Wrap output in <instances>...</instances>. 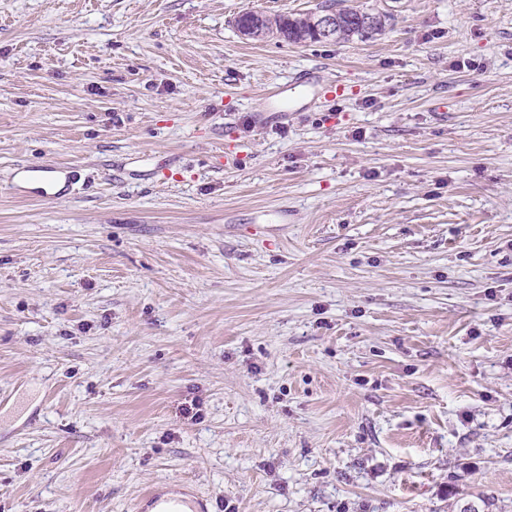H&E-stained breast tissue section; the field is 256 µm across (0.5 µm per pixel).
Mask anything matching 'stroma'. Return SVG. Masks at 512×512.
I'll list each match as a JSON object with an SVG mask.
<instances>
[{"label": "stroma", "instance_id": "stroma-1", "mask_svg": "<svg viewBox=\"0 0 512 512\" xmlns=\"http://www.w3.org/2000/svg\"><path fill=\"white\" fill-rule=\"evenodd\" d=\"M324 3L0 0V512H512V0ZM347 8L342 9L338 27L336 14L323 13L315 16L313 23L317 36L323 40L316 36L309 23L314 13L290 18L288 15L269 16L262 12L248 10L239 15L236 25L239 30L245 29V34L250 35V39H265L275 34L279 39L291 43L329 41L334 35L333 41L336 43L367 41L382 34L390 25L391 16L386 13H369ZM367 19L370 23H367ZM245 34L242 35L246 36ZM296 83L302 87L296 96L290 97L288 94L293 86H288V83H278L265 94L263 105L257 111V123L262 124L270 119L286 120L288 112H302L318 99L335 98L327 91L326 80L317 68L304 71ZM61 171H56L61 169ZM16 172L23 174L19 181H16L14 188L25 197H41L48 194V190H53L55 182L48 181L47 176L52 173L65 172V184L53 194L62 195L69 191L70 187L77 180V172L74 168L68 166H44V165H20ZM148 503L155 511L152 512H209L207 503L194 495L184 493L174 498H163L162 495L152 493L148 496Z\"/></svg>", "mask_w": 512, "mask_h": 512}]
</instances>
